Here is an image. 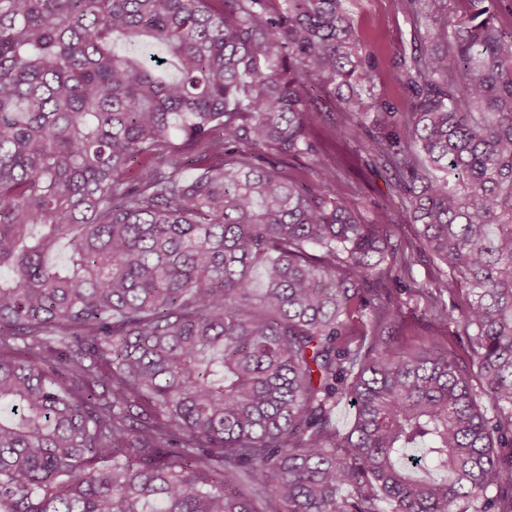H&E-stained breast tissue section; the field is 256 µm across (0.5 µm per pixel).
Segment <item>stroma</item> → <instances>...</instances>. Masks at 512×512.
I'll return each instance as SVG.
<instances>
[{"mask_svg":"<svg viewBox=\"0 0 512 512\" xmlns=\"http://www.w3.org/2000/svg\"><path fill=\"white\" fill-rule=\"evenodd\" d=\"M343 6L359 33L363 53L372 55L375 61V92L379 100L397 112H406L410 106V94L393 82L390 75L417 46H429L428 27L413 22L405 12L402 0H344ZM349 122L347 114L339 112L328 102L322 112L316 114L312 126V134L322 156L333 164V179H322L318 169L301 165L293 167V174L302 184L349 199L364 221H372L385 208L398 212L400 226L394 242L418 251L419 260L413 276L417 282H430L439 276L440 262L430 257L415 226L408 216L401 214L402 201L395 188V180L382 161L360 152L353 138L339 136V128ZM403 312L406 343L418 345L427 337L441 335L449 345L459 346L456 323L451 322L441 328L430 326L422 306L415 303L406 305Z\"/></svg>","mask_w":512,"mask_h":512,"instance_id":"stroma-1","label":"stroma"}]
</instances>
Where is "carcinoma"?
I'll use <instances>...</instances> for the list:
<instances>
[{"instance_id":"1","label":"carcinoma","mask_w":512,"mask_h":512,"mask_svg":"<svg viewBox=\"0 0 512 512\" xmlns=\"http://www.w3.org/2000/svg\"><path fill=\"white\" fill-rule=\"evenodd\" d=\"M404 2L451 61L369 124L343 0H0V512H512V31ZM319 91L445 277L288 176ZM423 309L424 303L418 305L414 301L404 306L402 322L405 342L411 345H418L428 339L427 336H446L443 339L444 342L459 350L460 354L464 356L463 345L460 343L458 336V333H461V327H457V323L454 321L448 323L443 328L427 326Z\"/></svg>"}]
</instances>
